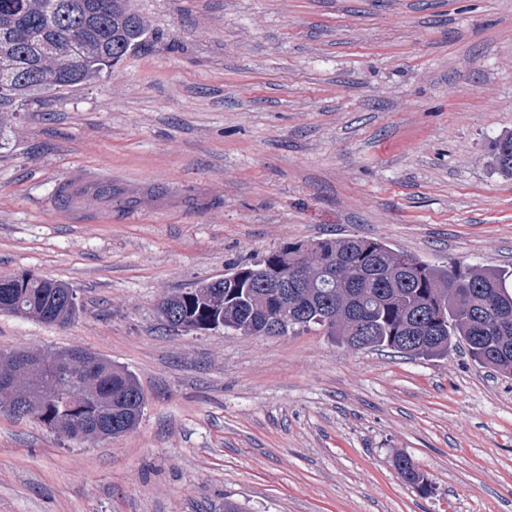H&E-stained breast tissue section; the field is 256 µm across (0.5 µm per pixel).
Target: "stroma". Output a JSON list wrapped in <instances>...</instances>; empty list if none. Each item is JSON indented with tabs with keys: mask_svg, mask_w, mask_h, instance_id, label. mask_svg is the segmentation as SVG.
<instances>
[{
	"mask_svg": "<svg viewBox=\"0 0 512 512\" xmlns=\"http://www.w3.org/2000/svg\"><path fill=\"white\" fill-rule=\"evenodd\" d=\"M165 39L0 125V278L68 284L0 348L133 373L131 432L0 412V512H512V378L463 348L178 332L167 295L288 242L512 267V0H135ZM405 455L431 493L402 482Z\"/></svg>",
	"mask_w": 512,
	"mask_h": 512,
	"instance_id": "obj_1",
	"label": "stroma"
}]
</instances>
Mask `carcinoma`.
Masks as SVG:
<instances>
[{"label":"carcinoma","mask_w":512,"mask_h":512,"mask_svg":"<svg viewBox=\"0 0 512 512\" xmlns=\"http://www.w3.org/2000/svg\"><path fill=\"white\" fill-rule=\"evenodd\" d=\"M164 39L131 0H0V118L26 111L63 88L87 84L112 65ZM39 67L43 76L22 75ZM499 169L512 177V134L495 142ZM236 280L207 282L191 293L160 300L198 330L265 335L275 310L288 304L280 334L312 329L353 349H390L411 358L448 354L460 341L478 365L512 376V269L464 265L452 259L425 262L371 237L318 238L287 243L235 268ZM297 288L284 298V280ZM0 312L64 325L77 311L66 284L31 273L4 280ZM98 381L82 374L56 377L48 391L32 375L18 396L39 399L33 419L63 426L68 435L92 423L126 421L121 436L142 417L146 401L137 378L100 358ZM400 478L421 490L428 479L403 455L394 460Z\"/></svg>","instance_id":"obj_1"}]
</instances>
